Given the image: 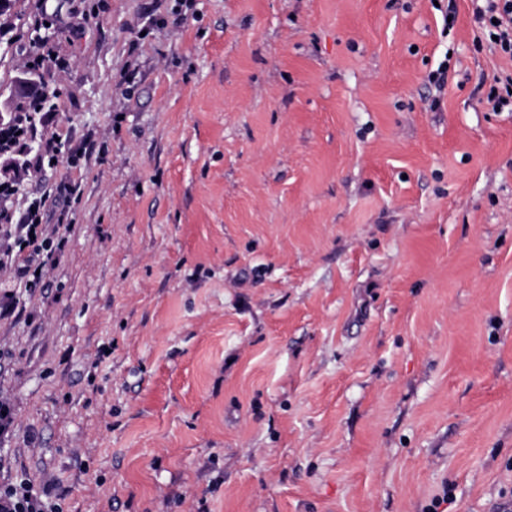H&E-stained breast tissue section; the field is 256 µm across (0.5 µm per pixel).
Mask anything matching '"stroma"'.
<instances>
[{
	"mask_svg": "<svg viewBox=\"0 0 512 512\" xmlns=\"http://www.w3.org/2000/svg\"><path fill=\"white\" fill-rule=\"evenodd\" d=\"M448 1L17 0L0 112L52 24L70 142L0 208L77 191L46 288L0 268V489L508 512L512 58ZM494 84L490 85L486 95V102L494 112H503L509 109L512 112V75L494 77Z\"/></svg>",
	"mask_w": 512,
	"mask_h": 512,
	"instance_id": "1",
	"label": "stroma"
}]
</instances>
